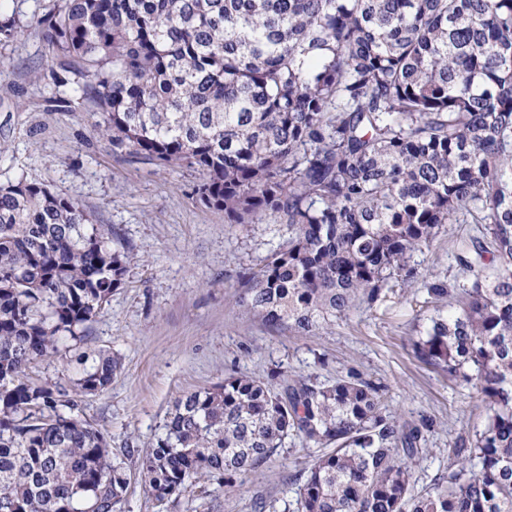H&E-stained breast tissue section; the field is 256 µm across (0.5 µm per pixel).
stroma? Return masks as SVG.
I'll use <instances>...</instances> for the list:
<instances>
[{
    "instance_id": "1",
    "label": "stroma",
    "mask_w": 512,
    "mask_h": 512,
    "mask_svg": "<svg viewBox=\"0 0 512 512\" xmlns=\"http://www.w3.org/2000/svg\"><path fill=\"white\" fill-rule=\"evenodd\" d=\"M55 0H0V16L23 28L0 41V183L26 179L78 201L95 223L112 228L130 250L121 285L75 342L61 337L55 354L27 370L35 382L70 386L93 359L119 357L106 391L78 399V411L104 432L114 451H145L164 432L184 394L221 383L226 373L276 374L277 386L314 376L328 382L354 373L382 390L391 414L419 427L430 453L419 488L447 474L449 448L472 441L486 421L464 387L420 362L414 343L447 305L430 298L439 282L458 287L455 241L477 236L472 224L445 225L432 249L415 255L405 284L361 304L346 318L300 336L267 325L238 305L239 279L288 239L275 218L228 224L199 200L200 171L165 172L149 161L113 154L83 112L77 92L56 87L63 66L36 20ZM318 449L288 439L278 455L242 482L211 492L200 482L158 502L132 480L124 512H295L294 475Z\"/></svg>"
}]
</instances>
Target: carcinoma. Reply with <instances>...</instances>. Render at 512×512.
I'll list each match as a JSON object with an SVG mask.
<instances>
[{
  "label": "carcinoma",
  "mask_w": 512,
  "mask_h": 512,
  "mask_svg": "<svg viewBox=\"0 0 512 512\" xmlns=\"http://www.w3.org/2000/svg\"><path fill=\"white\" fill-rule=\"evenodd\" d=\"M38 24L112 152L198 169L227 224L288 226L240 283L269 325L306 336L376 301L446 224L491 238L459 245L465 282L429 289L455 303L415 349L487 410L448 476L416 489L426 439L369 381L234 371L176 402L138 457L147 493L228 487L297 437L322 449L297 512H512V0H59ZM112 243L77 201L0 184V512H122L131 450L26 373L122 283ZM120 366L99 357L76 390Z\"/></svg>",
  "instance_id": "carcinoma-1"
}]
</instances>
